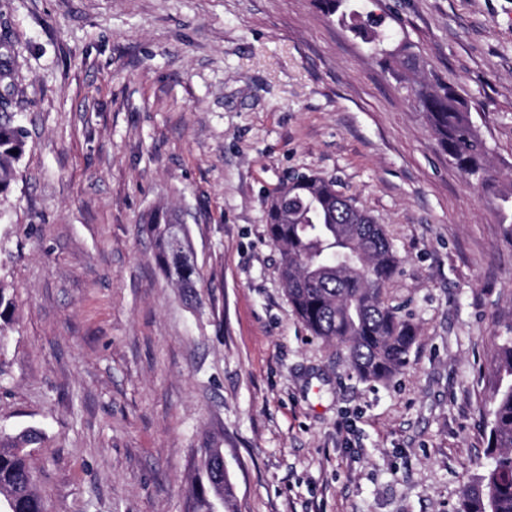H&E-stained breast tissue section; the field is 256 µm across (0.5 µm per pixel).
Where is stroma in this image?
<instances>
[{"label":"stroma","mask_w":512,"mask_h":512,"mask_svg":"<svg viewBox=\"0 0 512 512\" xmlns=\"http://www.w3.org/2000/svg\"><path fill=\"white\" fill-rule=\"evenodd\" d=\"M455 84L492 188L448 160L373 45L316 0H0V98L24 136L0 194V434L49 512H193L219 448L235 512H455L507 381L512 0H345ZM335 181L383 224L409 364L364 382L280 285L266 201ZM171 210L186 302L142 225Z\"/></svg>","instance_id":"35a3bbf8"}]
</instances>
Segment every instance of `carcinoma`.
I'll use <instances>...</instances> for the list:
<instances>
[{"instance_id": "carcinoma-1", "label": "carcinoma", "mask_w": 512, "mask_h": 512, "mask_svg": "<svg viewBox=\"0 0 512 512\" xmlns=\"http://www.w3.org/2000/svg\"><path fill=\"white\" fill-rule=\"evenodd\" d=\"M375 21L350 26L367 43L377 40ZM401 68H419L410 46L383 49ZM413 103L427 114L449 159L468 178L491 185L486 159L488 146L469 117L456 87L439 83L412 89ZM22 131L0 113V193L13 177V164L23 153ZM500 223L512 240V193L498 196ZM270 238L281 248V278L288 300L313 336L346 351L350 366L363 381L393 378L409 363L416 342L414 325L398 308L386 303L383 287L398 270L399 260L383 227L362 208L336 190L333 181L301 174L283 184L266 206ZM151 237L155 258L179 288L194 287L187 226L168 212L154 211L143 224ZM490 437L495 453L483 474L463 487L457 512H512V382L493 396ZM40 439L33 429L14 436L0 435V498L5 512H46L33 489L27 451ZM201 467L206 482L192 491L195 512H215L225 505L229 475L223 481L206 458Z\"/></svg>"}]
</instances>
